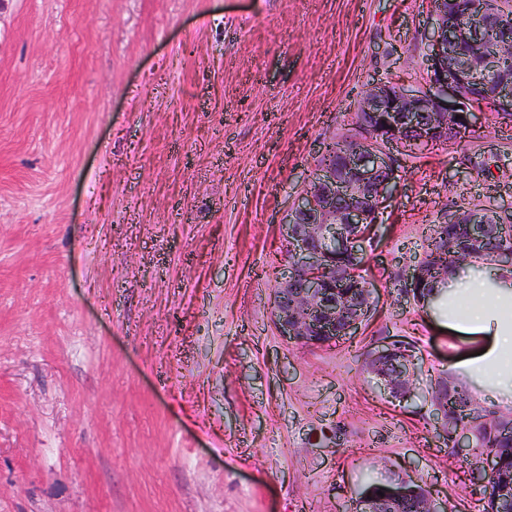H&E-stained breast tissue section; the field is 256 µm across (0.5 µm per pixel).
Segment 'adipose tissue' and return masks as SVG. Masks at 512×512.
<instances>
[{
	"label": "adipose tissue",
	"instance_id": "1",
	"mask_svg": "<svg viewBox=\"0 0 512 512\" xmlns=\"http://www.w3.org/2000/svg\"><path fill=\"white\" fill-rule=\"evenodd\" d=\"M430 307L449 332L486 339L484 351L460 363L481 373L478 395L511 391L512 270L482 268L469 271L466 283L449 280L447 289H433Z\"/></svg>",
	"mask_w": 512,
	"mask_h": 512
}]
</instances>
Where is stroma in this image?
<instances>
[{"instance_id": "35a3bbf8", "label": "stroma", "mask_w": 512, "mask_h": 512, "mask_svg": "<svg viewBox=\"0 0 512 512\" xmlns=\"http://www.w3.org/2000/svg\"><path fill=\"white\" fill-rule=\"evenodd\" d=\"M433 21L429 0H0V512H356L402 483L484 512L431 401L480 343L392 285L431 225L512 208V122L484 106L400 155L356 335L304 346L273 316L281 218L367 83L424 86ZM397 340L404 403L367 371Z\"/></svg>"}]
</instances>
